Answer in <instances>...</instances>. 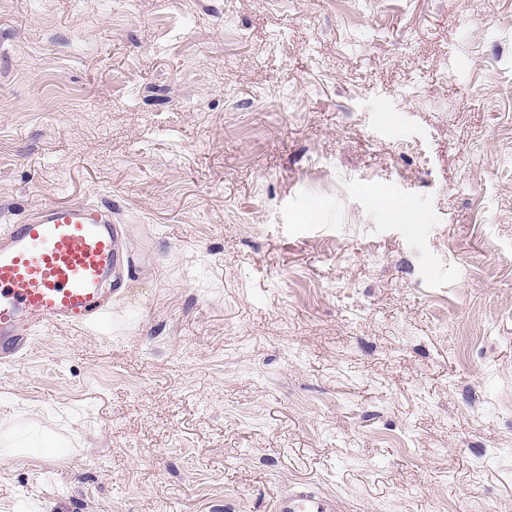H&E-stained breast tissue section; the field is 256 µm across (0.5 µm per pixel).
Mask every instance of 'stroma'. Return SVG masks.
Segmentation results:
<instances>
[{
    "mask_svg": "<svg viewBox=\"0 0 512 512\" xmlns=\"http://www.w3.org/2000/svg\"><path fill=\"white\" fill-rule=\"evenodd\" d=\"M73 200L129 293L0 365V512H512V0H0V226ZM271 512H340L339 500L319 491L308 482L298 483L280 493L273 501Z\"/></svg>",
    "mask_w": 512,
    "mask_h": 512,
    "instance_id": "obj_1",
    "label": "stroma"
}]
</instances>
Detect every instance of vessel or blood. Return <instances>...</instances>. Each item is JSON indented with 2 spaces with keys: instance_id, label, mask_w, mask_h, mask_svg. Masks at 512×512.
I'll use <instances>...</instances> for the list:
<instances>
[{
  "instance_id": "obj_1",
  "label": "vessel or blood",
  "mask_w": 512,
  "mask_h": 512,
  "mask_svg": "<svg viewBox=\"0 0 512 512\" xmlns=\"http://www.w3.org/2000/svg\"><path fill=\"white\" fill-rule=\"evenodd\" d=\"M128 264L124 233L102 205L53 204L0 226V359L17 357L30 327L101 320L127 292ZM270 512H341V504L302 482L280 493Z\"/></svg>"
}]
</instances>
